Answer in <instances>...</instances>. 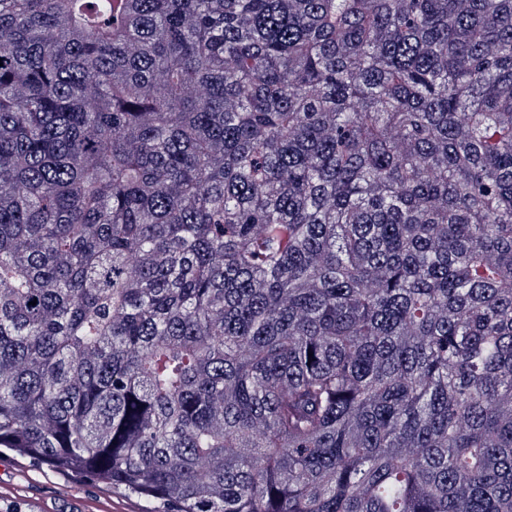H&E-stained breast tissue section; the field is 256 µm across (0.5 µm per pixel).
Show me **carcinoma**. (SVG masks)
I'll list each match as a JSON object with an SVG mask.
<instances>
[{
  "mask_svg": "<svg viewBox=\"0 0 512 512\" xmlns=\"http://www.w3.org/2000/svg\"><path fill=\"white\" fill-rule=\"evenodd\" d=\"M0 448L512 512V0H0Z\"/></svg>",
  "mask_w": 512,
  "mask_h": 512,
  "instance_id": "obj_1",
  "label": "carcinoma"
}]
</instances>
